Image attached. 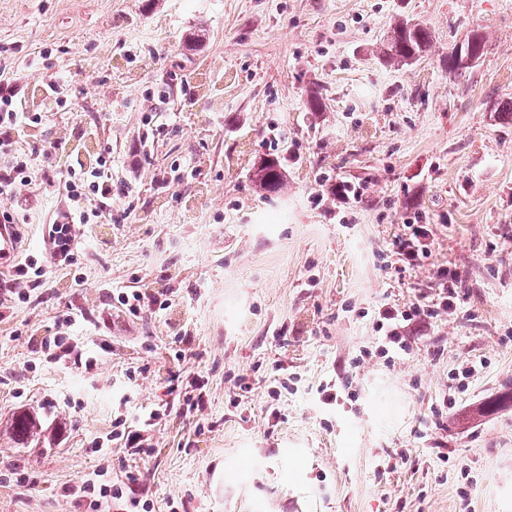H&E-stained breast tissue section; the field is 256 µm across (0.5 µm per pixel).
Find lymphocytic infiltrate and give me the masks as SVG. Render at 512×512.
I'll use <instances>...</instances> for the list:
<instances>
[{"instance_id":"1","label":"lymphocytic infiltrate","mask_w":512,"mask_h":512,"mask_svg":"<svg viewBox=\"0 0 512 512\" xmlns=\"http://www.w3.org/2000/svg\"><path fill=\"white\" fill-rule=\"evenodd\" d=\"M20 92L21 86L16 80H0V155L12 157L8 166L0 168V197L15 200L31 192L30 171L37 167L43 173L41 190L63 194L70 202L67 210L56 212L49 219L47 239L50 250L46 264L27 258L13 267L15 288L12 299L26 303L32 292L41 287L49 266L75 263L81 251L84 224L91 218L111 214L112 149L104 147L92 162L73 159L63 171L56 163L55 145L37 146L30 152L14 154V145L26 136L28 128L42 121L41 115L17 111L16 100ZM86 201L91 203V210L83 209L82 204ZM429 236L427 225L414 224L409 232L394 237L392 250L401 270L420 266L428 255ZM434 280L438 289L435 297L423 296L405 306L385 303L379 307L375 328L382 334L381 353L409 351L404 331L412 318L437 322L457 312L463 301L459 272L442 266L435 271ZM139 485V475L129 473L124 479L110 481L104 471L97 468L79 479L72 495L85 501L93 512H110L112 506L124 501L142 507L143 512H151V504L140 502L136 496Z\"/></svg>"}]
</instances>
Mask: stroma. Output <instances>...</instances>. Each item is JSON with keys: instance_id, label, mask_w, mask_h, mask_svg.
Returning <instances> with one entry per match:
<instances>
[{"instance_id": "1", "label": "stroma", "mask_w": 512, "mask_h": 512, "mask_svg": "<svg viewBox=\"0 0 512 512\" xmlns=\"http://www.w3.org/2000/svg\"><path fill=\"white\" fill-rule=\"evenodd\" d=\"M403 20L432 41L397 67L384 50ZM477 32L483 56L449 73ZM0 70L48 114L18 150L65 142L64 166L110 145L118 188L75 264L0 320V472L25 475L0 485V512H88L63 489L97 465L115 419L135 430L151 409V454L117 440L107 465L145 475L153 512H512V114L498 109L512 0H0ZM52 73L65 86L50 108ZM272 154L278 193L247 165ZM178 164L195 175L170 179ZM341 181L360 202L335 195ZM64 205L33 193L20 257L43 259ZM413 223L431 225L429 255L401 274L391 240ZM440 266L465 303L412 323L409 354L388 361L374 309L410 303ZM134 290L172 304L126 315L116 294ZM70 308L71 353L54 361L41 340ZM479 358L459 391L453 373ZM175 372L204 378L202 410L168 401ZM339 379L352 395L320 403ZM22 412L41 422L24 447Z\"/></svg>"}]
</instances>
